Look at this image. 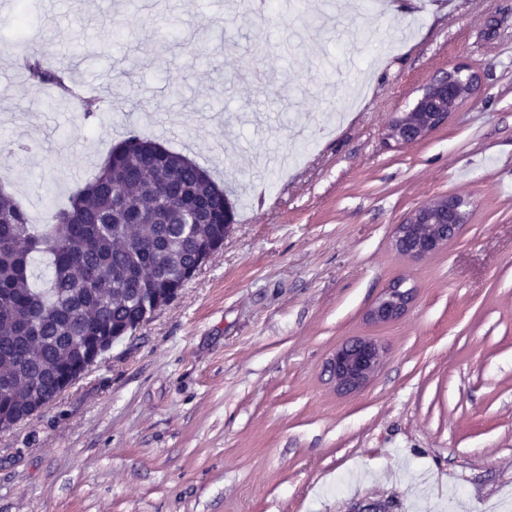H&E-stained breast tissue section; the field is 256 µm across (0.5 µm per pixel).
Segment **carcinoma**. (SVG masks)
I'll return each mask as SVG.
<instances>
[{"label": "carcinoma", "mask_w": 512, "mask_h": 512, "mask_svg": "<svg viewBox=\"0 0 512 512\" xmlns=\"http://www.w3.org/2000/svg\"><path fill=\"white\" fill-rule=\"evenodd\" d=\"M23 70L88 120L106 102L87 97L64 64L32 55ZM224 189L195 161L136 128L109 151L97 175L45 224L0 190V429L58 398L97 348L128 334L148 307L168 305L199 257L224 238ZM43 257L51 275L32 284Z\"/></svg>", "instance_id": "obj_1"}]
</instances>
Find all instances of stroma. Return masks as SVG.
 I'll return each mask as SVG.
<instances>
[{
	"mask_svg": "<svg viewBox=\"0 0 512 512\" xmlns=\"http://www.w3.org/2000/svg\"><path fill=\"white\" fill-rule=\"evenodd\" d=\"M349 1L31 0L29 33L0 30V181L33 223L131 124L235 208L174 301L0 431V512H512V0ZM35 51L125 110L81 122L26 81ZM458 64L474 95L387 142ZM448 194L457 235L399 253L395 225ZM396 281L408 309L370 323ZM358 337L384 361L341 393L325 362Z\"/></svg>",
	"mask_w": 512,
	"mask_h": 512,
	"instance_id": "35a3bbf8",
	"label": "stroma"
}]
</instances>
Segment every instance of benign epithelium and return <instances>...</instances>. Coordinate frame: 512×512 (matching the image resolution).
Here are the masks:
<instances>
[{
    "instance_id": "1",
    "label": "benign epithelium",
    "mask_w": 512,
    "mask_h": 512,
    "mask_svg": "<svg viewBox=\"0 0 512 512\" xmlns=\"http://www.w3.org/2000/svg\"><path fill=\"white\" fill-rule=\"evenodd\" d=\"M479 83L477 73L452 66L435 75L422 88L414 107L398 113L386 128V139L397 144L417 142L441 127L460 103L472 96ZM468 202L445 195L415 209L405 222L395 226V248L420 258L442 250L466 223ZM413 300V291L397 281L386 288L367 312L374 323L398 319ZM383 347L373 339L357 338L336 348L327 361V372L336 389L352 393L362 389L379 369Z\"/></svg>"
}]
</instances>
